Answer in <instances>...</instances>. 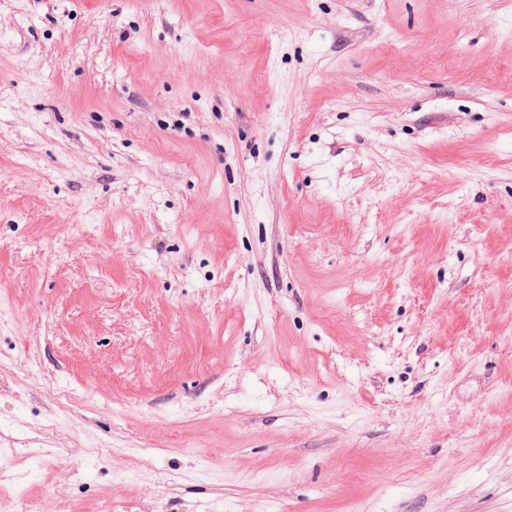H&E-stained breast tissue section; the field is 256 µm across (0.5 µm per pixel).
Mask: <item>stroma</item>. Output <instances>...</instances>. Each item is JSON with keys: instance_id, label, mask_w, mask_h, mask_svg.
<instances>
[{"instance_id": "obj_1", "label": "stroma", "mask_w": 512, "mask_h": 512, "mask_svg": "<svg viewBox=\"0 0 512 512\" xmlns=\"http://www.w3.org/2000/svg\"><path fill=\"white\" fill-rule=\"evenodd\" d=\"M512 512V0H0V512Z\"/></svg>"}]
</instances>
